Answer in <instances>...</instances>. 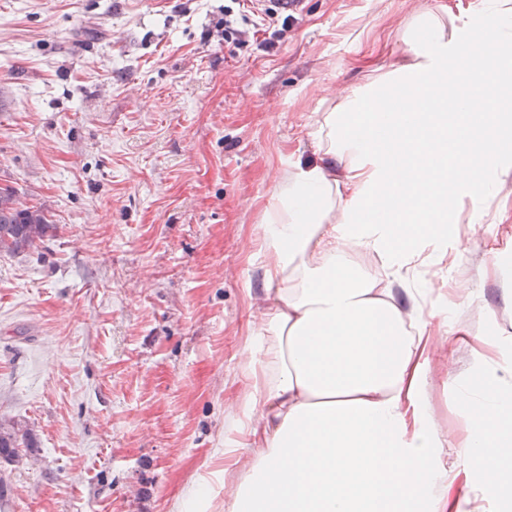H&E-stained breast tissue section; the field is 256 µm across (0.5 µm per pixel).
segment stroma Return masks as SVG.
I'll list each match as a JSON object with an SVG mask.
<instances>
[{"label": "stroma", "mask_w": 512, "mask_h": 512, "mask_svg": "<svg viewBox=\"0 0 512 512\" xmlns=\"http://www.w3.org/2000/svg\"><path fill=\"white\" fill-rule=\"evenodd\" d=\"M230 0H0V185L59 229L0 255V512H178L224 466L256 257L288 157L347 91L403 61L430 0H305L230 55ZM420 258L429 300L478 279L480 225ZM465 315L442 373L471 371ZM20 430L14 427L6 428L0 424V453L6 450L8 458L14 457L23 445L24 448L32 447L31 443L27 440V434H19ZM7 458V459H8Z\"/></svg>", "instance_id": "35a3bbf8"}]
</instances>
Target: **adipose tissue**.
Returning a JSON list of instances; mask_svg holds the SVG:
<instances>
[{
    "mask_svg": "<svg viewBox=\"0 0 512 512\" xmlns=\"http://www.w3.org/2000/svg\"><path fill=\"white\" fill-rule=\"evenodd\" d=\"M403 42L402 63L323 113L316 160H288L264 211L273 303L246 344L224 445L251 454L224 512H448L452 471L478 472L512 512V247L483 250L499 305L474 288L427 310L409 277L423 252L456 248L451 225L507 217L512 0L456 15L432 0ZM460 304L482 340L474 374L448 379L446 430L429 395L434 336Z\"/></svg>",
    "mask_w": 512,
    "mask_h": 512,
    "instance_id": "adipose-tissue-1",
    "label": "adipose tissue"
}]
</instances>
